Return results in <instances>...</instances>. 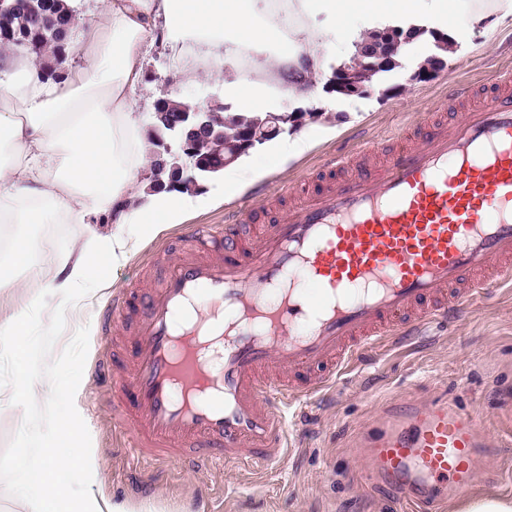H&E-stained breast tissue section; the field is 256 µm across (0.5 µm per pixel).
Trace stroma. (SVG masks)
Segmentation results:
<instances>
[{
	"mask_svg": "<svg viewBox=\"0 0 512 512\" xmlns=\"http://www.w3.org/2000/svg\"><path fill=\"white\" fill-rule=\"evenodd\" d=\"M452 21L464 39L433 81L407 85V69L401 66L387 74L384 92L367 97L339 100L316 90L337 133L266 174L272 189L318 171L332 154L356 152L373 141L396 144L397 132L409 130L414 114L447 108L449 85L478 83L494 72L512 70V17L469 27L460 12ZM173 90L195 101H220L224 80L185 83L166 52L154 48L135 92L139 114L147 115L157 99ZM113 224L108 217L90 226L51 225L41 270L53 273L56 253L72 237L91 228L104 232ZM181 233V225H170L127 263L106 269L104 277L115 280V288L106 289L88 312H67L65 331L53 348L61 353L78 328L89 326L82 405L92 448L104 468L102 484L91 489L94 497L125 512H395L391 494L368 484L364 440L381 428L388 411L435 400L481 419L484 448L471 493L512 497V290L505 286L455 319L435 321L423 335L380 349L324 393L292 404L286 418L288 455L281 462L217 468L204 476L177 462L163 468L134 462L114 429L112 387L98 366L99 359L112 354L110 338L101 333L103 309L136 279L158 281L163 265L154 255Z\"/></svg>",
	"mask_w": 512,
	"mask_h": 512,
	"instance_id": "1",
	"label": "stroma"
}]
</instances>
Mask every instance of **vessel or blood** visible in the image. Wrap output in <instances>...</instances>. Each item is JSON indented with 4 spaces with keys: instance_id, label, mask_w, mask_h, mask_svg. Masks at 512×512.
<instances>
[{
    "instance_id": "b4317fda",
    "label": "vessel or blood",
    "mask_w": 512,
    "mask_h": 512,
    "mask_svg": "<svg viewBox=\"0 0 512 512\" xmlns=\"http://www.w3.org/2000/svg\"><path fill=\"white\" fill-rule=\"evenodd\" d=\"M448 110L453 125L424 118L382 161L370 144L333 156L287 211L243 202L194 226L159 285L113 298L103 326L125 339L111 381L134 461L275 462L289 403L512 283V72L453 86ZM190 309L219 326L179 322ZM481 446L474 415L404 407L370 445L372 485L437 512Z\"/></svg>"
}]
</instances>
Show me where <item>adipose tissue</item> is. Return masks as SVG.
<instances>
[{
	"mask_svg": "<svg viewBox=\"0 0 512 512\" xmlns=\"http://www.w3.org/2000/svg\"><path fill=\"white\" fill-rule=\"evenodd\" d=\"M352 19L341 22L336 0H97L81 30L79 61L68 74L43 73L31 56L0 54V288L32 299L0 298V335L15 354L27 352L32 303L50 296L78 311L92 307L104 263L118 267L149 235L183 223L213 205L211 194H150V144L136 114L134 93L155 45L187 80L220 76L224 96L239 114L258 111L273 88L310 99L324 58L352 63L368 33L398 27L416 45L448 31L454 0H347ZM290 50L267 55L269 46ZM324 114L290 130L270 148L276 164L309 152L319 136L335 134ZM119 210L107 233L75 237L55 257V272L34 266L30 224H83Z\"/></svg>",
	"mask_w": 512,
	"mask_h": 512,
	"instance_id": "adipose-tissue-1",
	"label": "adipose tissue"
}]
</instances>
